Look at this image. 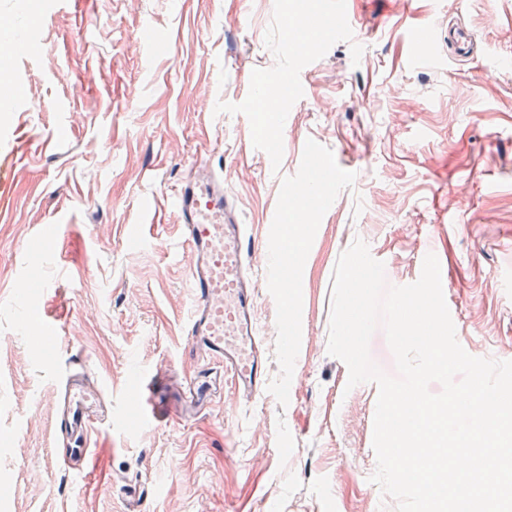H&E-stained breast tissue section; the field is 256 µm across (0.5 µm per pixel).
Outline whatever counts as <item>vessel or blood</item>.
Returning <instances> with one entry per match:
<instances>
[{
  "mask_svg": "<svg viewBox=\"0 0 512 512\" xmlns=\"http://www.w3.org/2000/svg\"><path fill=\"white\" fill-rule=\"evenodd\" d=\"M356 0H336V36L356 43L361 39ZM318 161H311L293 178L297 189L318 191L324 178ZM177 222L185 232L191 256L188 286L192 308L186 320L189 359L200 357L221 365L244 398L263 394L269 383L267 358L257 316L258 292L249 261V239L241 222L237 200L224 188V175L209 165L195 166L174 192ZM141 392L136 397L140 429L168 419L194 420L210 401L207 382L190 383L174 391L166 370L138 371ZM93 395L73 383L64 386L60 427L72 443L57 449L62 464L80 459V472H88L93 458L92 433L100 418L91 410Z\"/></svg>",
  "mask_w": 512,
  "mask_h": 512,
  "instance_id": "1",
  "label": "vessel or blood"
}]
</instances>
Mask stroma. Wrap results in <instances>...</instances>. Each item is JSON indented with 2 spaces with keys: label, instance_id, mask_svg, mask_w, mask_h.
I'll return each instance as SVG.
<instances>
[{
  "label": "stroma",
  "instance_id": "1",
  "mask_svg": "<svg viewBox=\"0 0 512 512\" xmlns=\"http://www.w3.org/2000/svg\"><path fill=\"white\" fill-rule=\"evenodd\" d=\"M358 4L353 45L330 0H0L30 46L0 56V512H396L370 481L378 388L348 387L327 351L332 274L358 238L393 286L435 254L458 342L512 360V0ZM305 15L322 36L284 61ZM429 22L442 51L449 24L469 27L478 58L419 62ZM148 35L165 48L147 61ZM271 78L288 85L274 141L255 132ZM311 149L348 176L303 215L286 341L263 260ZM199 162L227 173L260 264L269 385L249 402L225 383L196 420L140 432L135 367L200 368L181 357L189 256L169 201ZM68 366L106 416L84 486L54 454Z\"/></svg>",
  "mask_w": 512,
  "mask_h": 512
}]
</instances>
